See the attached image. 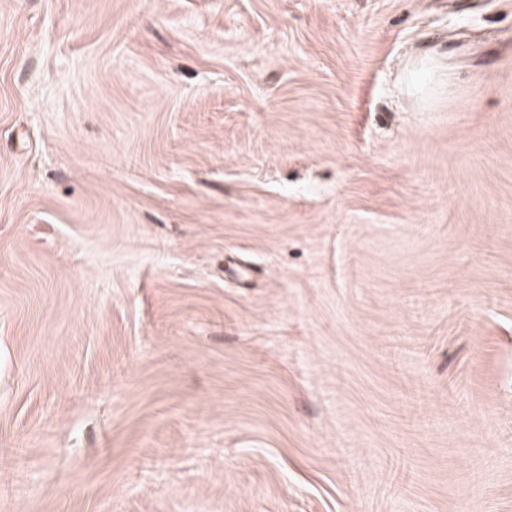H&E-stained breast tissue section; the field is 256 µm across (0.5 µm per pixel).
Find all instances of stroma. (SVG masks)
Returning <instances> with one entry per match:
<instances>
[{"mask_svg":"<svg viewBox=\"0 0 512 512\" xmlns=\"http://www.w3.org/2000/svg\"><path fill=\"white\" fill-rule=\"evenodd\" d=\"M0 512H512V0H0Z\"/></svg>","mask_w":512,"mask_h":512,"instance_id":"obj_1","label":"stroma"}]
</instances>
